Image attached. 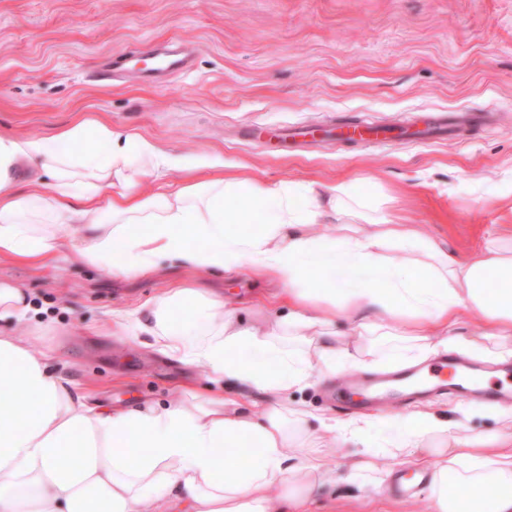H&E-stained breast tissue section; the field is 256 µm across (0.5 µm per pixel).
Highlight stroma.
<instances>
[{"label": "stroma", "instance_id": "1", "mask_svg": "<svg viewBox=\"0 0 512 512\" xmlns=\"http://www.w3.org/2000/svg\"><path fill=\"white\" fill-rule=\"evenodd\" d=\"M182 43L195 46L189 70L162 84L141 79L144 59ZM438 112L479 120L426 143L377 146L328 131L343 121L397 130ZM80 113L189 159L221 157L231 182L350 185L464 256L512 225V0H0V133H51ZM259 125L271 137L312 131L316 145H257ZM0 279L34 301L37 346L56 349L65 376L112 406L187 404L186 385L209 386L205 366L113 337V311L142 317L163 289L185 285L223 294L225 311L254 326L288 312L282 285L245 263L120 275L64 258L49 267L1 259ZM287 400L340 421L361 411L328 400L315 370ZM423 407L467 433L498 428L475 396L388 401L378 413L407 419ZM350 454L325 458L330 478L308 512H433L427 482L399 467L394 449H382L380 464L411 479L405 495L337 480Z\"/></svg>", "mask_w": 512, "mask_h": 512}]
</instances>
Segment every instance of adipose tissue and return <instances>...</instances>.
<instances>
[{
	"label": "adipose tissue",
	"instance_id": "1",
	"mask_svg": "<svg viewBox=\"0 0 512 512\" xmlns=\"http://www.w3.org/2000/svg\"><path fill=\"white\" fill-rule=\"evenodd\" d=\"M88 140L95 149L77 151ZM223 165L209 156L185 163L149 137L82 114L50 134L0 133V260L49 266L65 257L125 274L165 261L224 271L244 259L270 271L288 301L287 315L262 332L186 286L153 299L146 320L115 318L113 335L148 331L162 357L207 367L214 389L189 407L102 404L52 369V351L0 331V512H271L276 498L305 512L324 483L329 439L350 437L412 449L428 472L433 512H512V410L499 411L492 434H452L427 411L385 434L370 414L323 418L314 430L312 412L286 401L312 368L330 378L337 363L365 365L381 340L411 343L421 358L512 356V228L460 257L412 225L368 213L343 183L302 210L282 183L251 186L243 205L228 208L235 185L219 175ZM188 166L212 175L141 192ZM328 213L340 220L333 240L309 231ZM244 221L263 233L232 232ZM73 226L82 232L76 244L63 233ZM390 249L405 260L392 261ZM340 311L355 339L331 332ZM472 312L483 319L478 337L461 332ZM227 378L258 388L266 403L241 411L224 396ZM452 484L469 497L449 493Z\"/></svg>",
	"mask_w": 512,
	"mask_h": 512
}]
</instances>
